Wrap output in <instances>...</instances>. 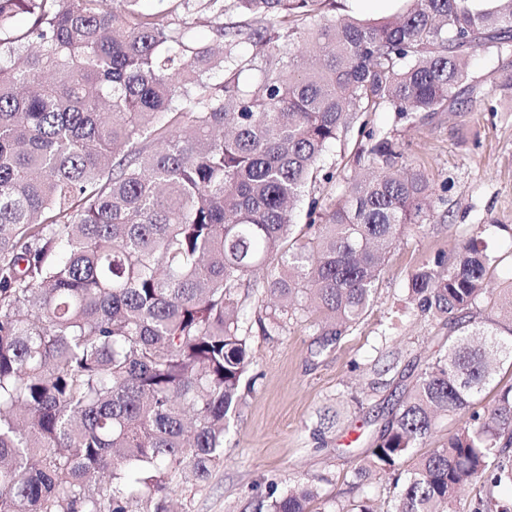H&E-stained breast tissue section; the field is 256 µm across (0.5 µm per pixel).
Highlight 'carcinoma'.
<instances>
[{"label": "carcinoma", "mask_w": 512, "mask_h": 512, "mask_svg": "<svg viewBox=\"0 0 512 512\" xmlns=\"http://www.w3.org/2000/svg\"><path fill=\"white\" fill-rule=\"evenodd\" d=\"M138 2L0 0V512H174L173 486L224 458L254 364L240 306L254 276L275 310L262 331L304 298L325 348L434 208L424 173L398 166L399 139L363 128L362 177L300 235L305 187L330 179L323 153L368 112L414 124L469 105L472 53L512 42V0H403L378 19L329 15L328 0ZM229 11L241 20L222 22ZM497 262L476 232L409 276L412 309L456 337L353 481L396 470L439 416L462 422L391 512H447L477 481V512H512L494 494L512 486V385L479 406L512 361V290L489 296ZM317 496L272 483L267 512Z\"/></svg>", "instance_id": "carcinoma-1"}]
</instances>
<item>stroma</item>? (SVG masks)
I'll return each mask as SVG.
<instances>
[{"label":"stroma","mask_w":512,"mask_h":512,"mask_svg":"<svg viewBox=\"0 0 512 512\" xmlns=\"http://www.w3.org/2000/svg\"><path fill=\"white\" fill-rule=\"evenodd\" d=\"M477 98L472 108L440 113L416 125L393 111L369 118L374 130L400 131L403 163L423 171L436 198V215L423 230L399 239L359 322L321 347L318 316L299 306L281 326L263 333L258 322L269 299L262 288L243 296L242 332L254 355L251 387L232 415L224 459L201 485L176 488L178 512H257L270 482L287 488L313 482L319 489L311 512H345L370 499L388 512L394 474L352 487L350 472L391 418V408L427 364L447 351L449 326L412 313L407 283L421 262L451 255L476 227L501 262L492 272L493 293L512 288V46L477 50L470 59ZM364 141L357 129L329 146L321 160L331 182L308 186L307 196L338 199L360 171ZM398 355L397 371L377 378L374 366Z\"/></svg>","instance_id":"obj_1"}]
</instances>
